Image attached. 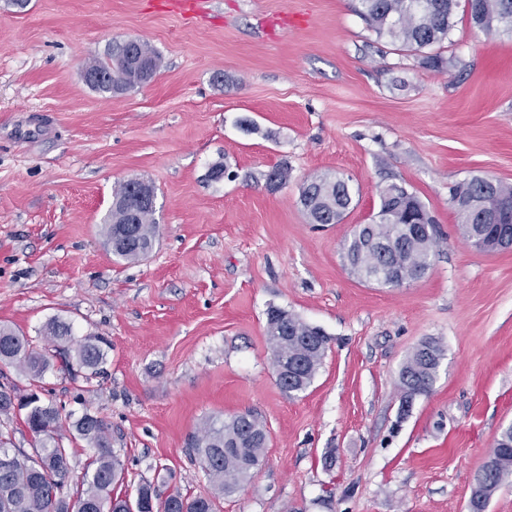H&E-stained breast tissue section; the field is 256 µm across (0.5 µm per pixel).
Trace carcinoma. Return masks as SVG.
Returning a JSON list of instances; mask_svg holds the SVG:
<instances>
[{
    "label": "carcinoma",
    "mask_w": 512,
    "mask_h": 512,
    "mask_svg": "<svg viewBox=\"0 0 512 512\" xmlns=\"http://www.w3.org/2000/svg\"><path fill=\"white\" fill-rule=\"evenodd\" d=\"M358 13L379 37L406 50L423 51L422 63L432 69L443 68L440 49L448 43L455 26L459 0H359ZM470 24L490 33L503 28L512 31V0H465ZM132 58L122 56V44L112 46L103 58L90 61L84 69L86 83L99 93L115 94L141 84L138 63L146 61L158 69L156 51L145 41L131 49ZM113 195L123 198L136 211V223L117 224L113 215L104 219L100 232L105 244L112 238L121 241L112 255L134 262L153 249L158 232L156 208L140 206L136 191L127 181L115 185ZM353 201L349 180L339 174L320 173L306 178L300 188L299 202L312 224H339ZM463 237L476 248L480 238L512 236L511 224H488L489 216L501 206H512V185L501 180L487 181L480 176L454 185L450 191ZM422 221L432 226V234L409 237L402 225ZM435 220L419 198L402 183L392 182L379 190L376 212L369 224L359 225L347 249L353 268L367 273L377 269L383 274L380 284L400 288L419 279L429 268V259L437 245ZM383 240L388 254L383 256L369 247ZM46 344L38 351L24 334L8 325H0V362L16 367L35 381L58 358L95 376L101 373L106 355L104 339L86 337L76 341L70 324L53 319L43 329ZM266 339L272 352L274 369L296 370L292 387L283 389L297 395L309 388L322 365L329 338L298 315L271 307L267 310ZM443 358L439 342L422 343L403 364L399 388L403 397L426 395L432 388ZM31 433V451L15 447L11 424L19 414ZM72 427L96 448L92 462L78 477L81 491L72 498L64 492L72 471L69 449L62 444L61 432ZM268 431L253 414H238L222 421L208 419L194 432L188 444L199 457L213 485L215 495L187 498L178 490L161 499L151 484L142 481L136 493L117 495L114 486L124 483L125 468L111 448V435L102 419L85 412L78 419L62 415L61 410L45 402L34 391L21 392L14 385L0 384V449H15L16 459L6 471L0 470V512H217L216 499L232 494L249 481L263 462ZM494 443L496 453L476 473L483 480L489 499L512 479V425L501 430Z\"/></svg>",
    "instance_id": "cac0c4a2"
}]
</instances>
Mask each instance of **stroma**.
<instances>
[{
	"mask_svg": "<svg viewBox=\"0 0 512 512\" xmlns=\"http://www.w3.org/2000/svg\"><path fill=\"white\" fill-rule=\"evenodd\" d=\"M155 2L0 0V324L37 349L53 318L108 345L102 376L55 364L43 400L106 423L128 487L189 498L212 489L189 435L257 414L265 461L218 512H466L512 424V249L472 247L449 189L512 184V32L457 16L437 71L378 37L357 0H198L190 20ZM129 38L158 53L154 78L89 88L88 60ZM217 162L234 178L211 180ZM283 163L287 185L268 189ZM325 172L349 179L353 203L317 226L299 189ZM132 177L156 190L159 233L125 262L100 226ZM391 181L440 235L401 288L362 281L346 258ZM272 306L329 337L294 397L275 380ZM431 338L436 379L403 408L399 372Z\"/></svg>",
	"mask_w": 512,
	"mask_h": 512,
	"instance_id": "1",
	"label": "stroma"
}]
</instances>
